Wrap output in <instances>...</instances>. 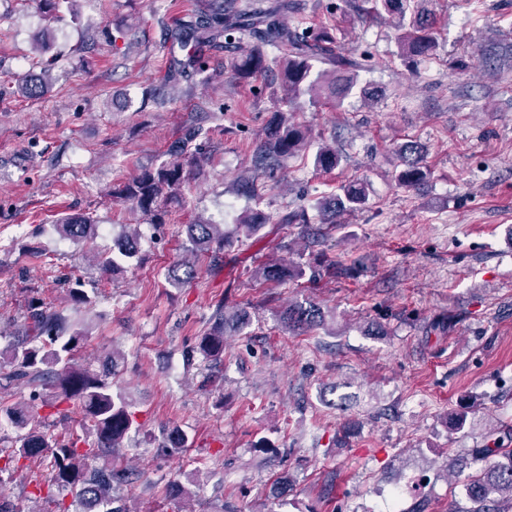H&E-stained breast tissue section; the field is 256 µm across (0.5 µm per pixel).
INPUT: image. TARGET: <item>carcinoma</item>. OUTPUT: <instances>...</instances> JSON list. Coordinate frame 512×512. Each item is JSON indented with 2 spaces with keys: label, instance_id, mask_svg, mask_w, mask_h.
<instances>
[{
  "label": "carcinoma",
  "instance_id": "cac0c4a2",
  "mask_svg": "<svg viewBox=\"0 0 512 512\" xmlns=\"http://www.w3.org/2000/svg\"><path fill=\"white\" fill-rule=\"evenodd\" d=\"M373 13H385L394 21V39L399 57L418 62L435 54L438 47L431 0H366ZM298 9L296 0H276L266 9L255 3L240 8L235 0H212L208 10L181 23L185 42L232 46L245 40L252 48L231 65L232 78L247 83L257 75L270 71L266 48L278 52L275 60L276 79L287 103L309 96V102L332 100L341 106L352 95L374 104L380 92L361 84L357 63L337 52L333 31L321 27L316 31L292 30L280 21V16ZM326 65L315 70V64ZM53 61L42 63L39 74L19 86L24 96L37 99L47 89ZM206 136L197 120H187L181 136L170 149L169 162L153 169H142L123 183L115 194L131 203L143 215L155 222L161 218L167 204L180 198L186 181L185 160L195 169L201 167V157L189 152L190 146ZM310 132L292 121L285 111L273 113L264 138L255 147L252 166L257 173L270 172L290 156L310 147ZM400 164L396 180L406 188L422 184L430 174L424 156L416 143L409 141L397 149ZM340 163L336 147L323 142L314 155V166L321 172H331ZM370 196L369 184L351 181L339 187V193L315 204L317 215L310 216L304 206L273 218L260 209L246 213L235 231L228 233L224 225L198 220L185 225L190 256L182 257L167 271V279L184 284L198 275V263L205 260L208 271L224 270V251L254 243L268 224H334L346 212L366 207ZM61 237L74 242H88L97 237L98 225L83 215H68L53 225ZM141 263V235L135 231L113 240L112 250L97 254V265L114 275ZM265 281L283 283L297 277L286 262L267 261L257 269ZM67 293L73 316L67 318L49 307L42 299L27 301L21 334L0 348V359L7 361L10 371L4 377L8 387L20 385L28 390V398L10 401L0 397V420L14 429L10 445L0 448V474L15 473L29 467L35 459L48 461L47 473L30 480V497L39 507L32 512H70V506L58 497L67 489L76 491L79 501L99 512H129L113 506V491L133 482V473L114 462L120 457L124 440L140 426L131 411L132 401L117 386L116 378L124 369L126 357L113 349L97 363L79 362L88 344V323L81 319L97 302V289L86 288L80 276L64 274L58 279ZM282 323L291 334H301L325 324V315L314 304H290L282 312ZM245 324V313L228 314L219 304L212 316L210 329L186 350L189 364L199 362L211 366L224 359V337L236 333ZM77 419L79 430L58 433L51 429L55 422ZM493 434L496 441L478 449L485 462L482 472L468 487L469 512H509L512 509V448L503 442L512 439V427L502 424ZM194 438L180 427H173L160 448L176 454L190 447Z\"/></svg>",
  "mask_w": 512,
  "mask_h": 512
}]
</instances>
